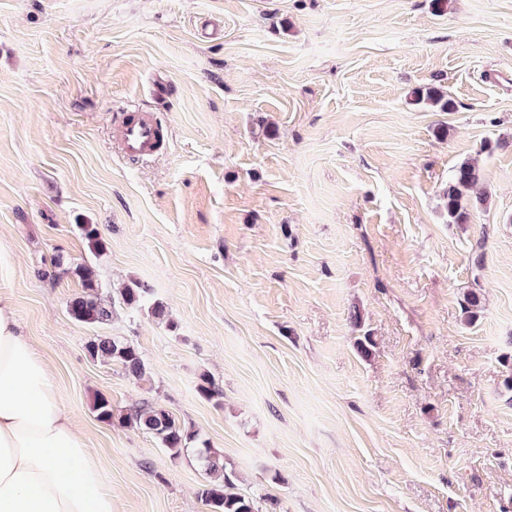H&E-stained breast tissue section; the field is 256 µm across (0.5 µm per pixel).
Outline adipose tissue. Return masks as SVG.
Returning a JSON list of instances; mask_svg holds the SVG:
<instances>
[{
    "instance_id": "1",
    "label": "adipose tissue",
    "mask_w": 512,
    "mask_h": 512,
    "mask_svg": "<svg viewBox=\"0 0 512 512\" xmlns=\"http://www.w3.org/2000/svg\"><path fill=\"white\" fill-rule=\"evenodd\" d=\"M0 512H112L44 359L0 300Z\"/></svg>"
}]
</instances>
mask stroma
<instances>
[{"mask_svg":"<svg viewBox=\"0 0 512 512\" xmlns=\"http://www.w3.org/2000/svg\"><path fill=\"white\" fill-rule=\"evenodd\" d=\"M431 85L453 111L410 104ZM126 104L167 131L138 165ZM465 161L491 199L452 224ZM59 255L95 268L109 324L70 316ZM135 279L175 328L121 303ZM0 299L112 512L209 508L195 456L100 421L99 395L167 409L259 512H512V0H0ZM94 334L148 379L91 359ZM85 350L92 359L117 363L129 377L142 380L147 368L138 348L128 340L118 336H89Z\"/></svg>","mask_w":512,"mask_h":512,"instance_id":"obj_1","label":"stroma"}]
</instances>
